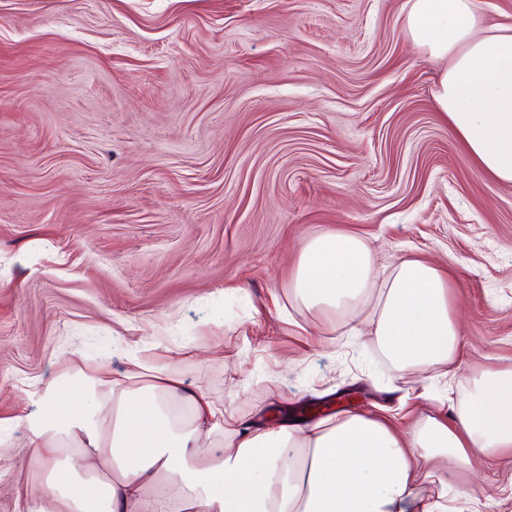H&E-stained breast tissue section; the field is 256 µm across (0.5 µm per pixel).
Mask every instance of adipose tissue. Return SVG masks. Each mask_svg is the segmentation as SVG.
Instances as JSON below:
<instances>
[{"instance_id":"obj_1","label":"adipose tissue","mask_w":512,"mask_h":512,"mask_svg":"<svg viewBox=\"0 0 512 512\" xmlns=\"http://www.w3.org/2000/svg\"><path fill=\"white\" fill-rule=\"evenodd\" d=\"M414 45L449 59L436 95L480 173L512 183V24L485 25L479 0H409ZM291 298L319 316L355 305L356 335L383 352L397 385L461 363L446 269L403 258L385 276L369 243L327 232L302 245ZM449 418L402 431L351 413L313 425L246 424L163 366L102 364L43 382L16 416L49 469L43 512H448V479L421 495L430 460L476 468L512 452V369L469 368ZM111 404V416L102 407Z\"/></svg>"}]
</instances>
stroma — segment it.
Masks as SVG:
<instances>
[{
	"label": "stroma",
	"mask_w": 512,
	"mask_h": 512,
	"mask_svg": "<svg viewBox=\"0 0 512 512\" xmlns=\"http://www.w3.org/2000/svg\"><path fill=\"white\" fill-rule=\"evenodd\" d=\"M407 5L0 0V512H38L8 421L76 360L166 367L245 421L409 429L445 382L390 390L349 316L289 296L324 232L447 269L468 365L512 368V184L451 139ZM448 483L512 512L511 458Z\"/></svg>",
	"instance_id": "35a3bbf8"
}]
</instances>
